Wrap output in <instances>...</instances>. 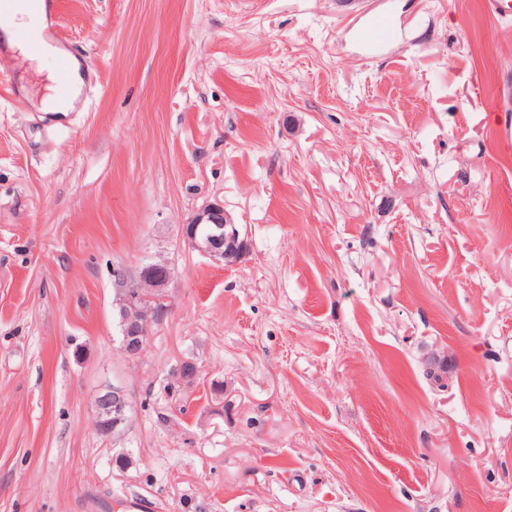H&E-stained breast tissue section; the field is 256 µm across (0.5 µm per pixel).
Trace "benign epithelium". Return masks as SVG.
<instances>
[{
	"label": "benign epithelium",
	"mask_w": 512,
	"mask_h": 512,
	"mask_svg": "<svg viewBox=\"0 0 512 512\" xmlns=\"http://www.w3.org/2000/svg\"><path fill=\"white\" fill-rule=\"evenodd\" d=\"M183 234L192 245L209 258L222 262L235 258L241 248L239 231L224 206L209 204L198 210L183 225ZM170 276V269L162 263H151L140 268L134 283L120 270L114 271L117 283L116 305L119 309L124 351L135 356L144 349L149 331L161 314L144 304L146 294L158 293ZM130 398L120 385H112L99 393L94 403L98 430L116 434L127 421Z\"/></svg>",
	"instance_id": "obj_1"
}]
</instances>
